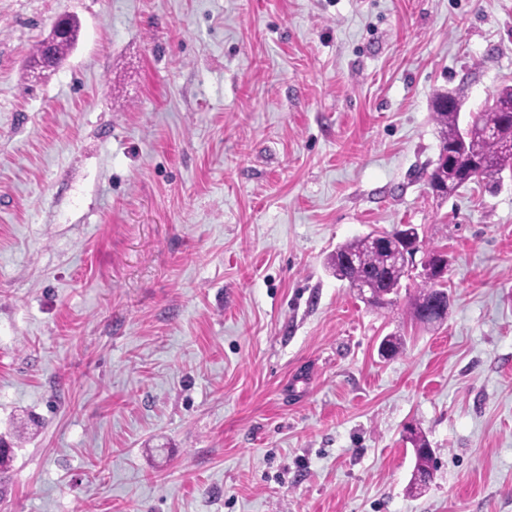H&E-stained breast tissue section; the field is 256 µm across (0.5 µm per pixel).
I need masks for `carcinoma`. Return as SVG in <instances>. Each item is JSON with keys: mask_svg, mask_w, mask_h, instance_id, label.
Listing matches in <instances>:
<instances>
[{"mask_svg": "<svg viewBox=\"0 0 512 512\" xmlns=\"http://www.w3.org/2000/svg\"><path fill=\"white\" fill-rule=\"evenodd\" d=\"M60 21H55L49 33L40 40L30 58H35L46 42L54 44V52L49 59V67L56 68L75 47L79 25L76 19L68 16L64 30H59ZM497 104L486 106L481 112L472 115L484 126L495 128L491 135L472 139L459 126V108L444 109L435 106L433 120L440 129L439 151L451 150L458 159L455 167H433L428 173L431 183L442 187V197L449 198L469 184H478L504 172L512 174V86L501 89L497 94ZM422 249L418 228L408 224L402 230L391 234V238L380 243L367 235L345 242L336 247L330 256V266L336 277L356 284L370 278L377 283V295L367 304L382 308L391 303L389 295L398 294L401 281L410 278L414 269L413 256ZM448 268V256L441 250L426 252L421 283L417 287L410 305L414 321L423 325H433L432 310L441 305L449 307L450 298L444 274ZM410 440L415 447L416 464L412 485L422 489L432 474L433 456L424 436L410 431Z\"/></svg>", "mask_w": 512, "mask_h": 512, "instance_id": "obj_1", "label": "carcinoma"}]
</instances>
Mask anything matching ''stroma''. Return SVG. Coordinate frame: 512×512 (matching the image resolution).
Segmentation results:
<instances>
[{"mask_svg": "<svg viewBox=\"0 0 512 512\" xmlns=\"http://www.w3.org/2000/svg\"><path fill=\"white\" fill-rule=\"evenodd\" d=\"M506 84L512 0H0V512H512V179L426 184ZM400 224L439 325L326 266ZM64 23L65 28L62 31L59 30L61 24L59 19L52 24L49 33L36 44L28 60L31 58L34 60L41 47L48 41L54 44L53 55L48 60L49 67L52 69L56 68L68 57L76 45L79 25L77 20L70 16H66ZM421 283L417 287L415 296L410 305V314L414 321L423 325L440 323L445 316L433 321L429 315L432 310L442 305L448 314L450 298L446 286L447 279L444 274L448 268V256L441 250L431 249L426 252V260L423 263ZM410 440L415 447L416 464L413 474L412 485L415 489L421 490L427 485V479L432 474L433 456L424 436L418 432L410 431Z\"/></svg>", "mask_w": 512, "mask_h": 512, "instance_id": "35a3bbf8", "label": "stroma"}]
</instances>
